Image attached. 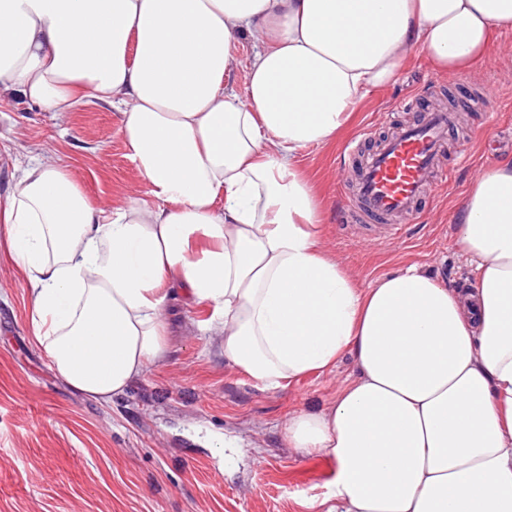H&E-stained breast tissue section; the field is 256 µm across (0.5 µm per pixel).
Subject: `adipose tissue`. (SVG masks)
Returning a JSON list of instances; mask_svg holds the SVG:
<instances>
[{"label":"adipose tissue","instance_id":"obj_1","mask_svg":"<svg viewBox=\"0 0 512 512\" xmlns=\"http://www.w3.org/2000/svg\"><path fill=\"white\" fill-rule=\"evenodd\" d=\"M508 32L512 0H0V103L110 105L148 185L107 213L66 165L33 163L0 203L50 368L123 395L165 358L180 287L264 386L353 356L335 400L284 429L336 465L320 512H512V159L453 215L465 291L414 262L363 284L323 248L298 165L413 55L465 72Z\"/></svg>","mask_w":512,"mask_h":512}]
</instances>
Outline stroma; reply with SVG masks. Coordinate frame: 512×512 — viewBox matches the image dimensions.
Here are the masks:
<instances>
[{
	"instance_id": "stroma-1",
	"label": "stroma",
	"mask_w": 512,
	"mask_h": 512,
	"mask_svg": "<svg viewBox=\"0 0 512 512\" xmlns=\"http://www.w3.org/2000/svg\"><path fill=\"white\" fill-rule=\"evenodd\" d=\"M478 98L481 111L452 126L449 140L468 154L449 165L403 240L363 238L344 222L338 196L351 166L337 162L344 143L367 124L383 135L413 119L406 103ZM121 115L101 102L42 112L22 100L0 104V201L14 190L17 165L64 159L73 179L102 209L143 197L145 179L127 156ZM512 156V34L499 37L480 66L459 75L414 57L397 80L358 106L339 140L311 147L303 166L323 194V242L363 283L418 262L449 285L469 277L452 217L476 169ZM29 285L0 239V512H305L322 498L335 466L325 455L286 445L284 427L297 411H317L355 372L345 356L329 372L280 387L258 385L225 363L202 333V311L182 291L166 306L167 359L150 367L124 395L100 404L74 392L35 345ZM236 437L233 460L222 458L224 435Z\"/></svg>"
}]
</instances>
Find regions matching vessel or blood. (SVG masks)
Instances as JSON below:
<instances>
[{"mask_svg":"<svg viewBox=\"0 0 512 512\" xmlns=\"http://www.w3.org/2000/svg\"><path fill=\"white\" fill-rule=\"evenodd\" d=\"M408 107L417 111V119L391 135L376 139L371 129L362 131V140L374 142L371 153L362 154L359 142L342 149L343 158L358 165L352 188L355 209L366 220L382 221L383 232L393 239L402 237L406 223L419 214L430 187L448 178L442 159L448 147L450 114L423 107L417 95Z\"/></svg>","mask_w":512,"mask_h":512,"instance_id":"1","label":"vessel or blood"}]
</instances>
